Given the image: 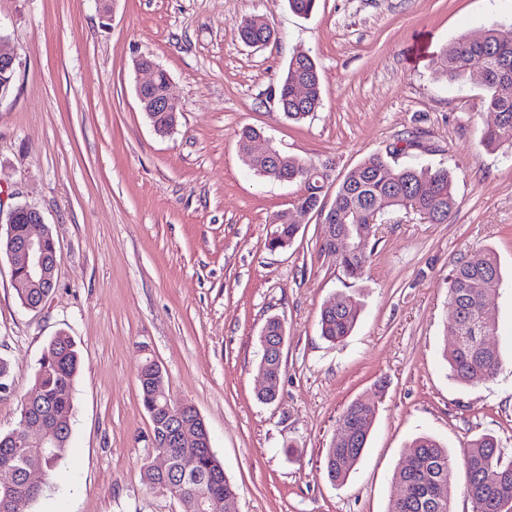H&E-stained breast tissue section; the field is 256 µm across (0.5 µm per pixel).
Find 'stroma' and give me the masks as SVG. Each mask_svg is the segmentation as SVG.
<instances>
[{
  "label": "stroma",
  "mask_w": 512,
  "mask_h": 512,
  "mask_svg": "<svg viewBox=\"0 0 512 512\" xmlns=\"http://www.w3.org/2000/svg\"><path fill=\"white\" fill-rule=\"evenodd\" d=\"M259 16L275 31L249 47L235 25ZM512 16V0H318L307 18L287 0H0V40L20 65L0 96V218L41 211L57 247L56 286L25 309L0 256V432L50 339L76 343L69 451L26 512H185L150 489L156 463L137 374L163 368L170 396L196 407L233 489L230 512H388L413 439L453 455L484 434L512 460V372L492 382L448 377L454 340L448 275L458 258L495 252L512 276V150L479 143L493 121L482 76L437 78L460 36ZM318 62L323 104L284 117L274 90L297 52ZM166 70L178 124L157 135L136 94L134 61ZM252 126L280 151L329 163L339 178L365 156L451 173L456 206L432 224L398 208L378 225L365 275L345 278L321 250L309 214L285 249H270L298 185L254 175L238 132ZM419 134L420 146L402 151ZM360 306L350 336L326 341L323 306ZM280 318L286 339L279 397L264 403L259 336ZM374 405L367 447L344 483L325 454L346 407Z\"/></svg>",
  "instance_id": "1"
}]
</instances>
